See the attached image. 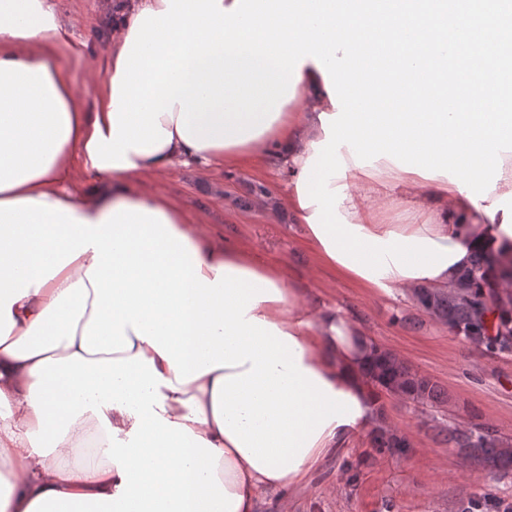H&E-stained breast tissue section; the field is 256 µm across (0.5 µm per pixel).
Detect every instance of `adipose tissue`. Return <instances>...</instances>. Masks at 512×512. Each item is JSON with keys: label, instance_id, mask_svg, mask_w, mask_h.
<instances>
[{"label": "adipose tissue", "instance_id": "1", "mask_svg": "<svg viewBox=\"0 0 512 512\" xmlns=\"http://www.w3.org/2000/svg\"><path fill=\"white\" fill-rule=\"evenodd\" d=\"M118 0L105 78L142 10ZM79 57L49 0H0V467L14 482L0 512H256L272 493L305 486L324 457L378 415L366 381L371 341L337 311H307L276 266L218 247L170 200L138 195L132 177L192 159L276 162L288 175L293 223L312 217L297 183L322 115L335 108L306 59L292 98L262 133L196 147L173 139L103 168L99 192L68 191L72 156L93 172L88 144L110 136L112 93L95 112L75 102L62 52ZM487 199L449 178L380 159L349 162L339 211L364 234L429 238L464 255L439 274L389 270L372 282L305 236L337 273L381 295L446 291L479 253L512 250V152ZM416 197L390 212L391 190ZM103 449L75 463L88 434Z\"/></svg>", "mask_w": 512, "mask_h": 512}]
</instances>
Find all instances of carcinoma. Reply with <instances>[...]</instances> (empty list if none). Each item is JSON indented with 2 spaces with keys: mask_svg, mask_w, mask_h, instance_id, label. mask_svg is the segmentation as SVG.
<instances>
[{
  "mask_svg": "<svg viewBox=\"0 0 512 512\" xmlns=\"http://www.w3.org/2000/svg\"><path fill=\"white\" fill-rule=\"evenodd\" d=\"M490 260L476 255L470 270L454 290L415 292L418 304L448 330L485 353L512 350V264L501 268L508 288L496 293L488 278ZM369 380L380 398L398 397L422 412H432L448 404V392L432 378L414 370L390 350L378 345L369 370ZM438 434L457 449L462 460L499 475L512 474V447L503 445L494 429L474 415L464 427L448 425ZM372 450L379 454L404 457L410 452L407 437L387 427L370 433Z\"/></svg>",
  "mask_w": 512,
  "mask_h": 512,
  "instance_id": "cac0c4a2",
  "label": "carcinoma"
}]
</instances>
